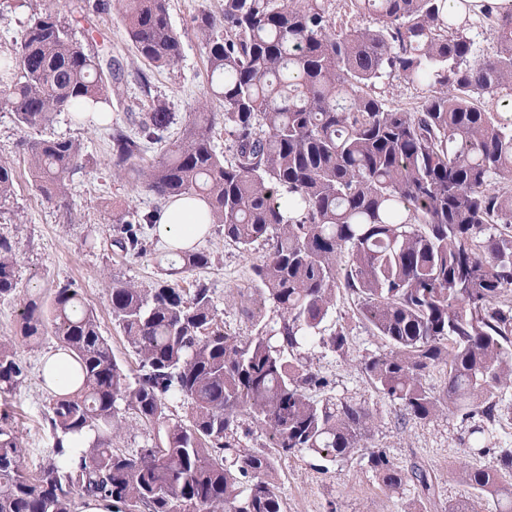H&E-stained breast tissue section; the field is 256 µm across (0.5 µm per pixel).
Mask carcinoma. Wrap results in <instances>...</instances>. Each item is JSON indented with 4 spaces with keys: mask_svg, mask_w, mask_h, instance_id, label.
Listing matches in <instances>:
<instances>
[{
    "mask_svg": "<svg viewBox=\"0 0 512 512\" xmlns=\"http://www.w3.org/2000/svg\"><path fill=\"white\" fill-rule=\"evenodd\" d=\"M117 4L127 40L148 64L181 57L167 0ZM347 6L372 25L336 30L323 0H224L220 12L195 17L229 154L215 147L218 113L206 103L148 165L144 154L173 113L152 103L137 131L112 126L114 169L137 173L160 200L203 201L225 240L261 247L254 292L244 298L254 333L218 326L206 283L181 287L178 275L211 264L191 245L177 248L164 278L146 288L108 283L112 320L143 363L133 381L73 285L57 286L47 308L29 300L17 335L56 336L75 361L78 388L49 390L52 453L34 475L0 414V512H76L77 501L98 496L115 512H283L268 479L275 462L303 450L344 460L374 419L365 402L310 396L327 381L301 349L349 344L345 326L325 327L342 287L388 346L361 362L374 387L413 421L451 405L471 423L477 454H496L500 471L512 473V448L492 447L490 430L500 384L512 376V116L502 111L512 98V9L461 0L457 19L446 0ZM485 34L497 50L480 58L476 38ZM122 76L119 59L87 52L47 7L0 59V95L20 128L49 126L61 112L104 121ZM390 76L421 89L419 105L401 107L379 91ZM27 151L37 190L67 205L68 178L84 167L81 142L41 138ZM13 191V168L1 160L0 202ZM156 215L119 216L115 246L142 252L136 225ZM16 266L12 242L0 236V299L15 291ZM268 302L282 312L271 334L259 319ZM439 364L448 378L437 395L423 377ZM24 378L12 342L1 340L0 397ZM174 398L187 402L186 419L168 418ZM122 411L157 427L131 454L112 447ZM241 415L268 436L267 447L241 446ZM367 463L392 493L409 482L423 494L432 488L425 470L407 474L381 450ZM462 476L495 512H512V484L481 468Z\"/></svg>",
    "mask_w": 512,
    "mask_h": 512,
    "instance_id": "cac0c4a2",
    "label": "carcinoma"
}]
</instances>
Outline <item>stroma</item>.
Segmentation results:
<instances>
[{
	"label": "stroma",
	"instance_id": "stroma-1",
	"mask_svg": "<svg viewBox=\"0 0 512 512\" xmlns=\"http://www.w3.org/2000/svg\"><path fill=\"white\" fill-rule=\"evenodd\" d=\"M47 0H0V57L13 53L16 40L32 9ZM170 22L182 36L183 51L171 67L155 69L137 56L128 42L116 0H67L60 17L66 21L87 51L118 56L125 72L118 95L112 98V120L135 128L146 99L166 106L176 118V127L165 132V141L177 137L197 103L209 100L212 111H221L218 101L209 98L207 55L193 29V18L203 10L221 11L223 0H168ZM148 73L152 94L144 96L139 73ZM109 128L77 123L72 114L60 113L53 124L41 130H20L8 109L0 108V159L10 162L16 174L14 194L0 205V235L13 242L17 253L16 293L0 300V340L10 339L26 369L18 391L6 402L10 421L26 450L24 465L33 472L48 458L52 435L44 421L48 388L41 375L42 359L55 351L59 342L46 335L38 343L17 340L21 313L32 298L50 301L57 285L73 284L84 303L93 308L101 330L129 376H137L141 363L127 346L112 322L107 285L118 278L138 285L159 279L160 259L168 248L153 232L144 229L145 252L125 254L114 246L119 235L118 213L161 209V201L145 191L128 173H115L107 156ZM65 138L82 143L89 162L69 178L70 205L60 208L46 200L33 186L28 171L25 139ZM210 253V267L195 271L213 291L217 321L233 336L253 331L251 321L241 314L243 297L250 292L252 267L261 258V248L242 250L224 239L221 226L210 225L199 243ZM358 298L339 290L328 326L345 325L349 345L345 352L305 348L308 364L323 376L326 395L367 403L374 411L370 435L348 458L332 463L301 451L282 460L270 474L284 501V512H448L449 503L470 500L473 512H490L488 503L472 497L462 479V469L480 465L495 470L490 455L471 451L466 427L448 409H440L433 419L415 422L403 409L384 397L369 383L360 368L364 356L386 350L380 337L372 335L356 317ZM383 450L403 471L419 467L429 472V495L406 485L397 493L388 492L367 465V455Z\"/></svg>",
	"mask_w": 512,
	"mask_h": 512
}]
</instances>
